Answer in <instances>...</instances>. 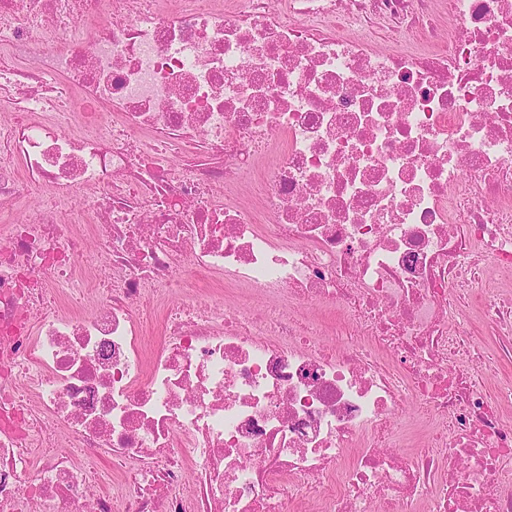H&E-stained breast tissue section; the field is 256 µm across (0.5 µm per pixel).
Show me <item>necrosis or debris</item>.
Masks as SVG:
<instances>
[{
	"instance_id": "necrosis-or-debris-1",
	"label": "necrosis or debris",
	"mask_w": 512,
	"mask_h": 512,
	"mask_svg": "<svg viewBox=\"0 0 512 512\" xmlns=\"http://www.w3.org/2000/svg\"><path fill=\"white\" fill-rule=\"evenodd\" d=\"M506 361L512 0H0V512H512ZM470 315L472 322L471 336L473 341L491 350L496 344V336H493L492 331L483 323L479 309L475 304L470 306Z\"/></svg>"
}]
</instances>
